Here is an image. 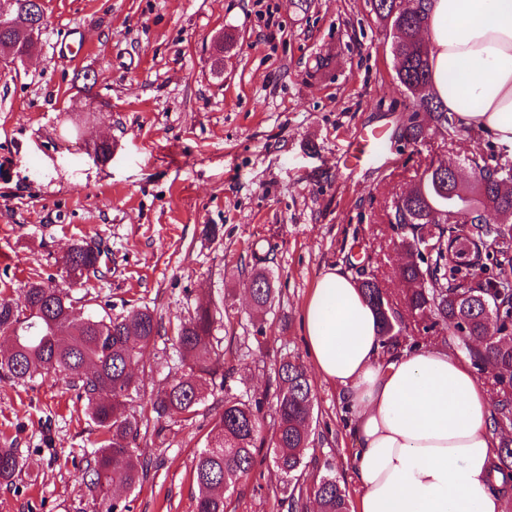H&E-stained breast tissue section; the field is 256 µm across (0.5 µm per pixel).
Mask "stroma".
<instances>
[{
	"mask_svg": "<svg viewBox=\"0 0 512 512\" xmlns=\"http://www.w3.org/2000/svg\"><path fill=\"white\" fill-rule=\"evenodd\" d=\"M260 1L272 26L257 15ZM45 11L37 53L0 69V291L59 277L68 248L102 242L109 270L85 286L86 311L146 306L162 324L145 353L144 420L154 418L149 393L178 363L172 327L214 296L237 319L225 360L232 386L271 413L275 363L286 354L311 361L301 315L323 271L376 277L402 304L392 197L426 167L475 153L512 167L478 128L401 137L409 99L374 0H45ZM74 32L80 50L60 54ZM375 127L385 142L349 166L353 138ZM99 139L112 144L104 160L87 150ZM212 224L218 236L205 234ZM265 254L280 300L255 323L247 288ZM314 386L308 470H332L354 494L350 412L335 386ZM212 418L204 408L193 424L172 420L162 435L140 437L151 469L130 512H194V459ZM98 440L66 382L0 381V448L27 460L0 486V512H98L76 469ZM275 480L261 448L229 512H287L268 490Z\"/></svg>",
	"mask_w": 512,
	"mask_h": 512,
	"instance_id": "stroma-1",
	"label": "stroma"
}]
</instances>
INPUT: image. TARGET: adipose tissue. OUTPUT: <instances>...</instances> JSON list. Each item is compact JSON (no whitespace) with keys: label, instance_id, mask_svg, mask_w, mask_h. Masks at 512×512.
<instances>
[{"label":"adipose tissue","instance_id":"ef3b65f1","mask_svg":"<svg viewBox=\"0 0 512 512\" xmlns=\"http://www.w3.org/2000/svg\"><path fill=\"white\" fill-rule=\"evenodd\" d=\"M433 92L512 152V0H429ZM317 374L352 412L355 512H502L499 436L471 364L442 347L384 351L349 273L318 278L303 312Z\"/></svg>","mask_w":512,"mask_h":512}]
</instances>
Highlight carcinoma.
Masks as SVG:
<instances>
[{"instance_id":"carcinoma-1","label":"carcinoma","mask_w":512,"mask_h":512,"mask_svg":"<svg viewBox=\"0 0 512 512\" xmlns=\"http://www.w3.org/2000/svg\"><path fill=\"white\" fill-rule=\"evenodd\" d=\"M374 10L390 26L397 79L411 98L401 137L415 141L428 133L464 130L432 92L429 52L420 37L426 0H376ZM35 47L17 29L0 33V55ZM421 110L428 112L432 126L419 124ZM472 167L479 171L475 183L452 178L441 164L431 165L412 190L391 202L388 221L405 252L398 267L404 311L381 295L374 278L358 281V287L376 313L384 348L400 346L407 318L421 339L434 336L457 345L478 373L490 371L503 386L512 384V255L504 250L512 238V168L482 165L476 158ZM106 259L97 242L83 241L62 257L60 281L33 280L16 297L0 295V334L10 340L8 351L0 352V380L28 385L54 375L69 382L100 432L98 448L82 460L80 478L99 493L104 512H128L126 501L109 495L110 486L130 493L147 474L146 461L135 451L142 425L136 403L145 373L143 354L161 337L162 325L147 307L116 317L105 309L85 314L77 308L76 287L104 275ZM266 261L256 257L251 274L258 316L276 300ZM224 312L221 299L179 320L169 340L181 372L150 398L160 435L166 421L189 422L215 391L224 393L211 404L214 422L195 457V512H227L228 500L254 470L259 443L273 449L277 480L271 490L288 494V512H349L346 492L332 472L314 477L307 488L299 486L304 453L315 442V393L307 367L290 356L280 359L272 434L268 440L261 437L260 405L234 392L229 385L233 370L219 367L225 342L235 340L216 334L224 327ZM493 423L504 435L512 431V398L505 388L493 402ZM496 454L504 482L511 483L512 439L500 441ZM25 465L16 449L0 448V484H13Z\"/></svg>"}]
</instances>
